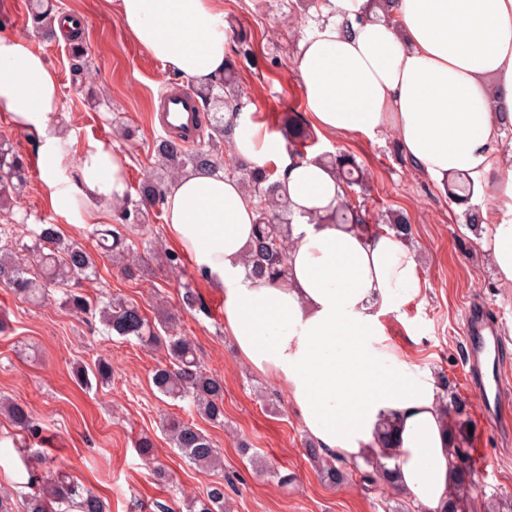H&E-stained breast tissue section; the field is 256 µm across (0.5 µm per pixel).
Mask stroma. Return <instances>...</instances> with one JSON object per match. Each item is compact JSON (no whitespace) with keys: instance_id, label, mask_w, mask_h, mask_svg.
Segmentation results:
<instances>
[{"instance_id":"stroma-1","label":"stroma","mask_w":512,"mask_h":512,"mask_svg":"<svg viewBox=\"0 0 512 512\" xmlns=\"http://www.w3.org/2000/svg\"><path fill=\"white\" fill-rule=\"evenodd\" d=\"M53 3L57 13L83 22L90 60L85 79L94 95L86 97L73 80L68 37L43 40L27 0H0V34L27 37L59 77L54 124L62 136L58 184L52 187L33 164L40 152L32 134L17 127L10 113L0 112V139L31 163L11 214L0 215V224H12L17 242L27 241V224H55L65 238L92 251L93 228L117 223L118 212L79 201L73 187L80 179V156L97 143L111 144L129 159L126 191L135 194L155 166L153 143L159 133L150 123L152 97L180 77L130 38L117 0ZM220 8L227 38L243 31L250 41L254 62L239 65L236 75L247 110L270 133H278L283 113L305 110L292 61L317 19L301 0H220ZM313 136L308 157L341 151L362 167L370 218L397 210L413 227L422 288L384 311L372 349L388 354L394 371L424 374L436 384L447 381L449 394L466 401L473 428L468 445L482 453L472 459L477 482L464 497L477 501L489 493L512 503V432L478 418V402L465 381L463 330L466 306L480 304L512 349V291L499 287L494 263L468 227L465 212L405 158L394 131L368 138L317 130ZM96 266V277L76 282V290L93 298L122 297L150 318L166 316L167 328L192 341L204 371L223 379L224 422L190 415L186 402L166 398L151 385L153 370L167 362L162 347L103 334L99 322L74 314L61 293L33 305L0 285V319L9 325L0 334V394L28 406L43 429L39 449L45 456L24 466L13 445L16 430L0 415V489L11 493L15 512L25 510L30 469L77 481L103 498L109 512H187L193 498L217 483L224 486L228 512H387L394 506L400 493L389 487L356 478L331 485L321 478L306 455L309 435L287 392L274 377L240 359L224 331L226 287L209 282L189 260L178 275L152 255L141 260L132 277L105 255L97 257ZM188 287L198 295L199 307L184 306L182 294ZM99 358L112 363L111 383L80 388L74 367ZM171 416L192 420L207 433L223 466L202 470L182 457L162 431L163 419ZM145 436L154 443L149 458L136 449ZM260 461L290 474L291 482L283 486L257 472ZM159 466L168 472V481L157 479Z\"/></svg>"}]
</instances>
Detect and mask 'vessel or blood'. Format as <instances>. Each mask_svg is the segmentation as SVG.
Wrapping results in <instances>:
<instances>
[{"label": "vessel or blood", "mask_w": 512, "mask_h": 512, "mask_svg": "<svg viewBox=\"0 0 512 512\" xmlns=\"http://www.w3.org/2000/svg\"><path fill=\"white\" fill-rule=\"evenodd\" d=\"M151 122L186 146L196 144L200 138L198 102L182 88H165L152 110ZM464 333L468 344L467 387L477 398L482 422L499 423L503 369L508 363L501 351L503 338L496 326L473 310L466 316Z\"/></svg>", "instance_id": "obj_1"}]
</instances>
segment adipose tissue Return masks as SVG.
Wrapping results in <instances>:
<instances>
[{
    "label": "adipose tissue",
    "mask_w": 512,
    "mask_h": 512,
    "mask_svg": "<svg viewBox=\"0 0 512 512\" xmlns=\"http://www.w3.org/2000/svg\"><path fill=\"white\" fill-rule=\"evenodd\" d=\"M130 37L189 82L224 72L228 54L218 0H120ZM313 33L293 69L306 111L327 133L396 131L401 148L439 188L468 177L482 199L480 244L512 287V0H319ZM60 85L27 38L0 34V111L39 138L42 173L54 182L61 137L51 120ZM238 157L281 162L282 188L297 216L288 278L246 277L256 208L224 173L185 171L167 190L168 231L209 281L227 287L224 329L238 355L273 376L309 436L353 462L368 451L381 416L399 432L398 485L428 512H447L452 466L431 381L385 370L369 348L382 310L422 287L414 250L390 231L366 235L301 215L335 207L341 190L312 159L293 161L264 123L240 117ZM82 192L116 202L126 161L99 143L80 158Z\"/></svg>",
    "instance_id": "ef3b65f1"
}]
</instances>
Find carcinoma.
Returning <instances> with one entry per match:
<instances>
[{"label":"carcinoma","instance_id":"obj_1","mask_svg":"<svg viewBox=\"0 0 512 512\" xmlns=\"http://www.w3.org/2000/svg\"><path fill=\"white\" fill-rule=\"evenodd\" d=\"M72 69L80 76L87 70L88 60L82 43L71 47ZM235 60L227 56L223 76L195 90L199 105L206 113L210 127L207 140L198 142L193 150H186L174 139L166 136L153 144L155 156L162 162L164 174L151 175L137 188V199L126 198L118 206L120 224H99L94 230L97 245L112 254L115 259H127L134 252L135 242L129 231L145 218L151 210L162 211L169 182L178 174L191 169L203 172L232 169L243 174L241 178L248 194L258 200L257 220L251 245L244 257L243 266L249 278H263L280 284L288 276V245L290 226L293 222L288 201L281 193L277 169L258 167L240 161L229 165L220 150V144L234 140L238 118L245 102L234 89ZM227 113H221L222 109ZM284 136L292 158H307L306 148L312 146L311 136L296 117L284 120ZM317 161L326 165L342 185L345 193L363 186L364 172L355 159L339 152L323 153ZM25 182V165L21 157L6 143H0V210L10 205ZM448 194L457 201H466L473 195L469 182L453 181ZM310 224H353L364 232H376L378 225H370L365 204L351 202L347 196L335 208L309 216ZM388 229L402 239L411 238L412 227L400 212H393L385 221ZM11 230L0 225V284L12 288L16 295L33 304L42 302L51 290L62 293L69 309L79 315L99 317L107 335L117 334L126 339L134 338L143 345L164 341L169 364L157 367L151 381L156 390L172 399L187 402L194 411L213 423L224 422V380L203 372L192 343L184 336L170 332L160 337L153 324L141 309L119 297L89 299L73 292L69 282L91 279L96 276V262L91 252L66 240L54 224H38L28 229L32 244L23 250L36 257L30 262L21 257L9 240ZM74 376L81 386L92 382L106 384L112 378V364L99 358L93 364L83 363L76 367ZM443 420L450 421L451 446L448 455L454 464V482L448 491L449 512H461L460 496L475 481L476 474L469 465V449L464 447L466 432V404L457 399L448 401V382L442 383L438 395ZM0 413L5 414L17 428L19 435L35 437L40 426L35 423L28 408L8 397H0ZM163 431L173 447L191 463L208 469L221 463V455L214 448L209 436L194 423L169 418L163 423ZM372 454L363 457V464L347 463L339 457L328 459L326 451L310 442L306 447L309 459L319 468L325 480L336 483L345 479V469L361 474L363 482L382 483L395 487V469L388 461L397 457L395 420L385 415L380 418L374 432ZM27 512H108L106 503L93 491L76 483L54 480L28 472L26 482ZM193 512H224V485L211 486L206 495L193 500Z\"/></svg>","mask_w":512,"mask_h":512}]
</instances>
